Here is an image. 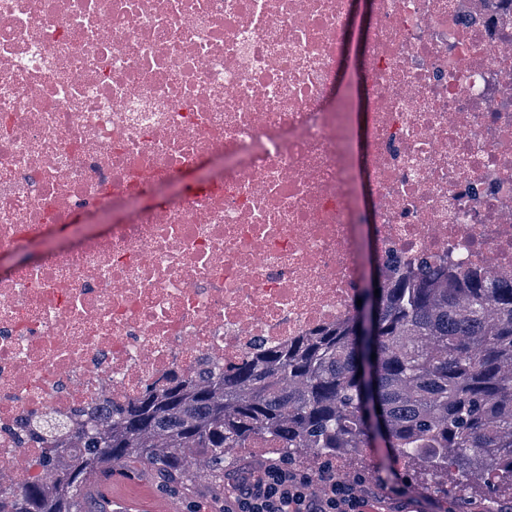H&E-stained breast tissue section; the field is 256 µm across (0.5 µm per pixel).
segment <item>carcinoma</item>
Masks as SVG:
<instances>
[{"label": "carcinoma", "instance_id": "carcinoma-1", "mask_svg": "<svg viewBox=\"0 0 512 512\" xmlns=\"http://www.w3.org/2000/svg\"><path fill=\"white\" fill-rule=\"evenodd\" d=\"M373 330L362 308L292 345L264 344L235 363L210 361L165 389L90 403L59 425L61 452L0 500V512H104L89 477L103 466L150 464L189 480V462L224 471L227 448L269 442L293 465L303 452L327 465L368 447L367 411L405 471L512 490V280L478 273L462 254L382 274ZM376 358H371V355ZM22 423L32 442L47 429Z\"/></svg>", "mask_w": 512, "mask_h": 512}]
</instances>
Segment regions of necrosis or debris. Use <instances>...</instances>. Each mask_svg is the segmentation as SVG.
Returning a JSON list of instances; mask_svg holds the SVG:
<instances>
[{
	"instance_id": "4bbe7bcc",
	"label": "necrosis or debris",
	"mask_w": 512,
	"mask_h": 512,
	"mask_svg": "<svg viewBox=\"0 0 512 512\" xmlns=\"http://www.w3.org/2000/svg\"><path fill=\"white\" fill-rule=\"evenodd\" d=\"M0 0V494L20 423L346 319L380 264L512 278V0ZM370 0H353V14L349 31L345 38V55L338 64V81L342 88L356 82L361 74L362 40L361 34L372 21L369 10Z\"/></svg>"
}]
</instances>
